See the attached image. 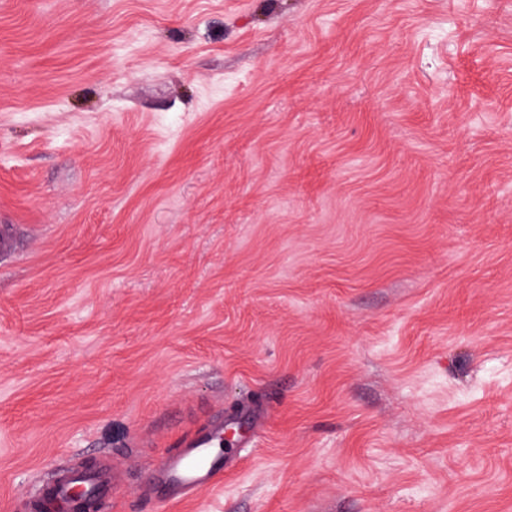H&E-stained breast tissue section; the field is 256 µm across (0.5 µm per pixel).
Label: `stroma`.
<instances>
[{"instance_id": "35a3bbf8", "label": "stroma", "mask_w": 512, "mask_h": 512, "mask_svg": "<svg viewBox=\"0 0 512 512\" xmlns=\"http://www.w3.org/2000/svg\"><path fill=\"white\" fill-rule=\"evenodd\" d=\"M2 224L0 512H512V0H0ZM223 427L200 430L160 456L148 481L158 505L194 499L223 482L230 462L215 454ZM75 486L104 502L115 501L124 490L114 469L103 464L92 471L56 470L38 483L23 508L27 512H72L75 503L70 500V493Z\"/></svg>"}]
</instances>
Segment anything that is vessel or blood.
<instances>
[{
    "mask_svg": "<svg viewBox=\"0 0 512 512\" xmlns=\"http://www.w3.org/2000/svg\"><path fill=\"white\" fill-rule=\"evenodd\" d=\"M220 434L217 428L200 430L160 456L149 480L157 504L191 500L223 482L230 463L215 454ZM76 486L106 502L123 490L115 471L107 466L92 471L62 469L42 479L23 508L25 512H73L70 493Z\"/></svg>",
    "mask_w": 512,
    "mask_h": 512,
    "instance_id": "1",
    "label": "vessel or blood"
}]
</instances>
